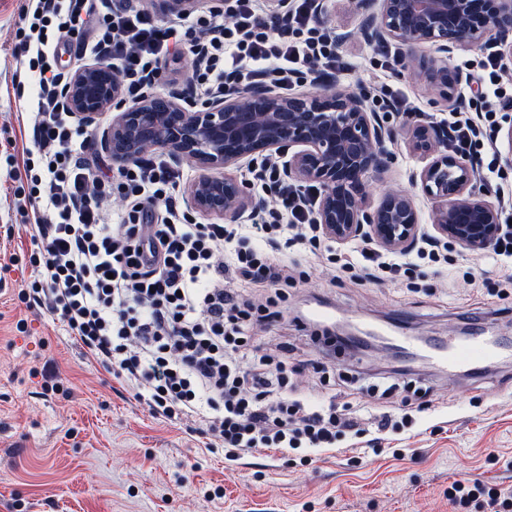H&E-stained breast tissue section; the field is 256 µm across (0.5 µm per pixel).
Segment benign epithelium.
Listing matches in <instances>:
<instances>
[{"instance_id": "obj_1", "label": "benign epithelium", "mask_w": 512, "mask_h": 512, "mask_svg": "<svg viewBox=\"0 0 512 512\" xmlns=\"http://www.w3.org/2000/svg\"><path fill=\"white\" fill-rule=\"evenodd\" d=\"M165 15L183 14L199 0H156ZM356 31L335 30L337 43L359 36L365 43L395 44L416 61L428 85L444 100L462 82L445 59L485 45L512 57V0H357ZM429 46L438 62L421 53ZM67 105L86 125L115 112L102 148L117 162L153 150L196 172L186 203L213 218H237L262 202L233 170L259 157L282 159L284 174L314 184L316 223L338 243L369 238L389 251H407L420 236L412 194L394 192L375 206L366 204L363 181L390 163V130L369 100L331 81L322 89L284 94L262 80L237 94L213 95L197 104L186 90L145 95L130 103L117 71L101 61L79 68L66 89ZM410 148L424 165L413 180L434 203L435 239H449L469 251L491 247L500 235L499 206L476 192L478 173L463 157L448 153V128L421 122L411 130ZM292 152L285 153V148Z\"/></svg>"}]
</instances>
